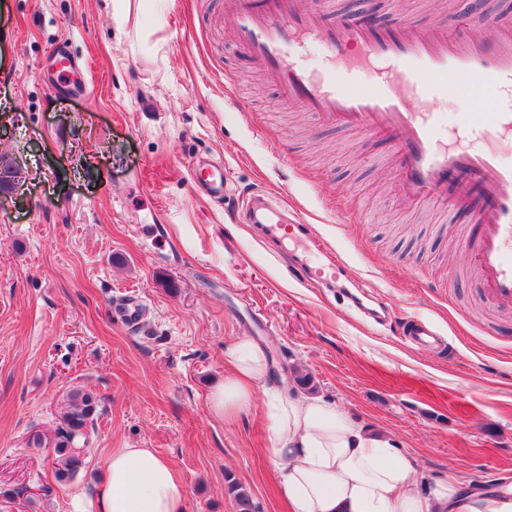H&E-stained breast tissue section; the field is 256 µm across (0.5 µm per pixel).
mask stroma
<instances>
[{
    "label": "stroma",
    "instance_id": "stroma-1",
    "mask_svg": "<svg viewBox=\"0 0 512 512\" xmlns=\"http://www.w3.org/2000/svg\"><path fill=\"white\" fill-rule=\"evenodd\" d=\"M485 11V10H484ZM472 0H328L325 19L483 25ZM224 0H0V512H72L113 448H151L181 476L186 512H287L270 456L263 386L222 418L210 405L227 350L258 343L268 382L388 431L422 482H512V313L481 298L465 241L440 207L396 190L389 142L319 123L282 100L224 36ZM71 66L59 76L57 51ZM199 161L224 165V195L193 190ZM264 194L310 224L366 284L288 275V253L233 219ZM139 292L126 328L116 302ZM447 338L409 345L407 318ZM103 399L85 465L54 477L48 445L70 389ZM41 435L42 445L31 442Z\"/></svg>",
    "mask_w": 512,
    "mask_h": 512
}]
</instances>
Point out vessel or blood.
Instances as JSON below:
<instances>
[{"instance_id":"vessel-or-blood-1","label":"vessel or blood","mask_w":512,"mask_h":512,"mask_svg":"<svg viewBox=\"0 0 512 512\" xmlns=\"http://www.w3.org/2000/svg\"><path fill=\"white\" fill-rule=\"evenodd\" d=\"M224 21L279 95L315 119L386 136L394 148L399 192L419 203L444 201L449 212L471 205L481 191L489 205L474 212L478 229L466 248L478 271L487 305L512 311V166L501 160L512 148V24L488 16L478 28L459 18L421 26L373 24L344 17L325 22L313 0H224ZM326 49L320 69H310L303 49ZM487 96L486 111L464 114L456 125L433 111L447 86ZM193 182L211 195L224 192V170L196 166ZM273 206L248 216L281 248L309 239L305 224L278 221ZM343 263L335 256L296 262L292 275L340 287ZM139 294H124L123 323L142 320ZM405 336L421 345L441 340L438 330L408 321Z\"/></svg>"}]
</instances>
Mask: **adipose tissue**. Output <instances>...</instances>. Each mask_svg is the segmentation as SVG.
<instances>
[{
  "label": "adipose tissue",
  "instance_id": "obj_1",
  "mask_svg": "<svg viewBox=\"0 0 512 512\" xmlns=\"http://www.w3.org/2000/svg\"><path fill=\"white\" fill-rule=\"evenodd\" d=\"M231 372L212 393L217 415L252 401L267 374L264 350L241 339L227 354ZM271 458L289 512H512V484L477 490L450 478L420 487L414 460L388 432L366 428L320 399L271 388ZM73 512H185L175 467L151 448H113L92 497L75 494Z\"/></svg>",
  "mask_w": 512,
  "mask_h": 512
}]
</instances>
